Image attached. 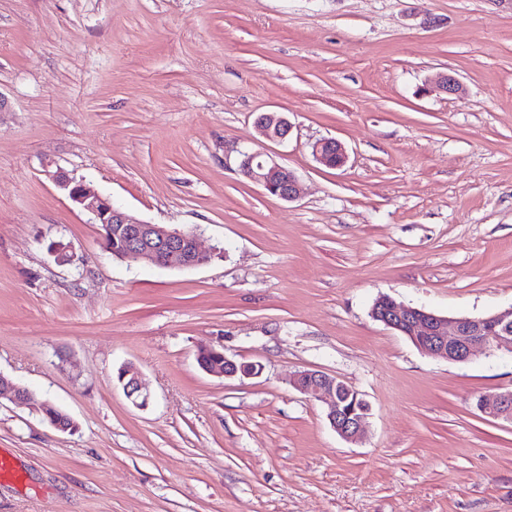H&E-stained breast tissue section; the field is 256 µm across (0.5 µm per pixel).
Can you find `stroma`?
Returning a JSON list of instances; mask_svg holds the SVG:
<instances>
[{
	"mask_svg": "<svg viewBox=\"0 0 512 512\" xmlns=\"http://www.w3.org/2000/svg\"><path fill=\"white\" fill-rule=\"evenodd\" d=\"M0 97V374L76 423L0 399L23 473L0 512H512V423L476 408L512 354L438 360L370 314L512 307V0H0ZM59 170L210 261L112 257ZM208 345L261 373H205ZM130 363L147 407L115 380ZM306 369L363 395L362 439L290 386ZM260 136L268 140L285 141L292 132V124L287 117L278 113H265L256 121ZM315 158L326 165L339 167L346 159L343 145L333 138L321 139L313 144ZM240 155V168L244 175L267 193L286 201L297 198L298 182L293 171L261 152H241Z\"/></svg>",
	"mask_w": 512,
	"mask_h": 512,
	"instance_id": "stroma-1",
	"label": "stroma"
}]
</instances>
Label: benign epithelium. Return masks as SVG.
Here are the masks:
<instances>
[{
    "label": "benign epithelium",
    "instance_id": "7a95c632",
    "mask_svg": "<svg viewBox=\"0 0 512 512\" xmlns=\"http://www.w3.org/2000/svg\"><path fill=\"white\" fill-rule=\"evenodd\" d=\"M434 88L448 95L463 91L459 80L449 73L438 76ZM256 127L263 138L280 142L287 140L292 132L288 118L278 113L260 115ZM313 154L319 162L335 167L343 165L346 159L343 145L333 138L314 143ZM241 156L240 168L244 175L267 193L286 201L297 198L298 182L293 171L261 152H243ZM52 179L90 216L91 223L110 224L114 227V233L126 237L128 246L123 251L124 260H144L165 268H194L208 262L209 253L201 248L194 230L166 227L143 220L114 206L110 198L62 171L52 174ZM371 316L408 337L422 352L438 359L464 362L477 353L491 354L504 347L512 352V307L486 317L448 318L383 296L373 304ZM213 351L223 360V364L200 365L208 374L241 379L253 377L262 371L261 366L238 362L219 348L215 347ZM118 382L135 406H148L150 393L135 367H122ZM289 384L305 395L328 402V421L343 438L354 440L364 433L368 409L361 410L359 414L346 409L344 396L352 389L335 377L319 370H303L294 373ZM2 396L35 408L29 389L0 374ZM476 407L489 418L512 423V390L490 397L481 396Z\"/></svg>",
    "mask_w": 512,
    "mask_h": 512
}]
</instances>
